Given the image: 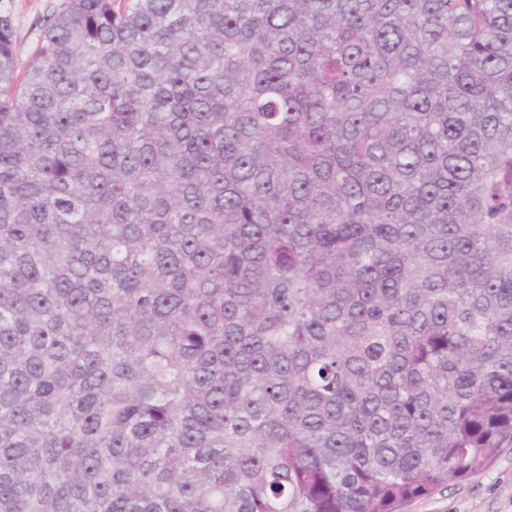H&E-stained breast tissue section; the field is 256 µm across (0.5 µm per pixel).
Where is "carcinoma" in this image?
<instances>
[{"label":"carcinoma","mask_w":512,"mask_h":512,"mask_svg":"<svg viewBox=\"0 0 512 512\" xmlns=\"http://www.w3.org/2000/svg\"><path fill=\"white\" fill-rule=\"evenodd\" d=\"M0 9V512H400L512 444V0ZM12 17L19 62L26 63L36 52L47 21L63 0H0Z\"/></svg>","instance_id":"1"}]
</instances>
